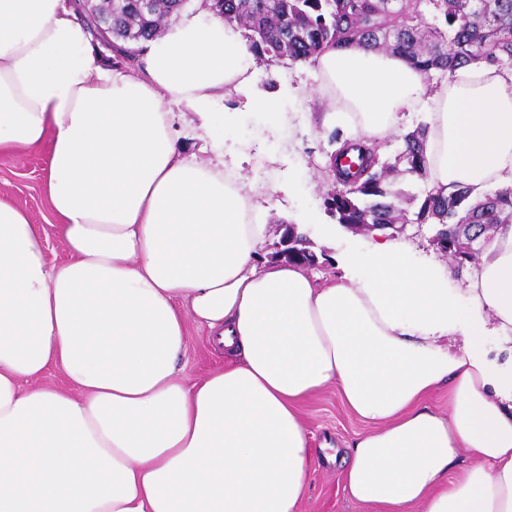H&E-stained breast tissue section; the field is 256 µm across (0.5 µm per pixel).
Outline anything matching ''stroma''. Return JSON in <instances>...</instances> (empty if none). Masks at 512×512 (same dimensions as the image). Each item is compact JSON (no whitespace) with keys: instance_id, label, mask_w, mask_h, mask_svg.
I'll return each instance as SVG.
<instances>
[{"instance_id":"1","label":"stroma","mask_w":512,"mask_h":512,"mask_svg":"<svg viewBox=\"0 0 512 512\" xmlns=\"http://www.w3.org/2000/svg\"><path fill=\"white\" fill-rule=\"evenodd\" d=\"M284 83L290 85L292 92L281 99L274 114L251 109L245 92L214 102V123H221L228 111L237 116L220 153L209 139L202 137V117L181 105H172L171 110L180 117L179 144L183 151L204 162L223 160L225 171L252 184V201L266 208V222L270 226L269 243L261 253L262 258H270L274 251L273 244L279 239L277 223H299L319 258L316 273L328 277L338 274V257L367 251L372 240L332 223L322 205L323 192L334 185L328 170L329 155L338 141L346 140V128L325 123V106L313 92L317 81L310 66L287 59L260 64V89L275 94ZM48 159L49 151L45 148L21 157L0 155V199L25 209L35 224L50 220L43 191ZM223 365V352L208 342L204 331L189 325L187 352L180 362L183 376L196 380ZM300 411L313 443L318 446L328 442L344 447L364 428L332 386L305 401ZM339 471L338 463L318 460L309 476L301 512H362L346 498Z\"/></svg>"}]
</instances>
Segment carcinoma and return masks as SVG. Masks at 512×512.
Segmentation results:
<instances>
[{"label": "carcinoma", "instance_id": "cac0c4a2", "mask_svg": "<svg viewBox=\"0 0 512 512\" xmlns=\"http://www.w3.org/2000/svg\"><path fill=\"white\" fill-rule=\"evenodd\" d=\"M389 0H205L208 8L227 22H239L248 50L261 62L307 61L326 49L345 48L398 54L418 71L451 76L469 62L512 64V0H401L397 9ZM183 0H157L154 10L139 9L138 0H123L102 11L120 37L113 52L135 63L143 47L182 9ZM427 130L423 125L407 133L394 162H380L378 146L345 142L329 170L336 196L323 198L325 208L336 209L339 224H386L400 208L398 194L389 189V177L428 176L424 155ZM358 148L361 164L353 172L339 168L335 158ZM413 224H512V187L470 203V192L424 196Z\"/></svg>", "mask_w": 512, "mask_h": 512}]
</instances>
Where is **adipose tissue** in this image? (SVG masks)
I'll list each match as a JSON object with an SVG mask.
<instances>
[{"label":"adipose tissue","mask_w":512,"mask_h":512,"mask_svg":"<svg viewBox=\"0 0 512 512\" xmlns=\"http://www.w3.org/2000/svg\"><path fill=\"white\" fill-rule=\"evenodd\" d=\"M141 61L103 63L62 0H0V154L49 146L54 216L0 200V512H299L318 455L299 406L331 384L367 425L335 452L351 502L512 512V370L482 345L488 325L512 333V225L470 266L463 304L445 268L383 236L346 257L354 279L257 263L267 226L248 184L186 155L169 109L204 116L248 89L276 112L239 28L183 15ZM311 65L328 122L373 137L423 114L432 188L512 185V68L430 84L396 55ZM192 323L226 363L188 381ZM51 368L68 388L40 385ZM443 384L444 413L427 402Z\"/></svg>","instance_id":"adipose-tissue-1"}]
</instances>
